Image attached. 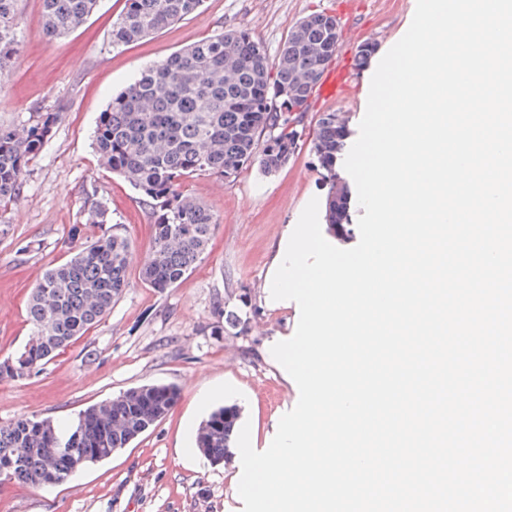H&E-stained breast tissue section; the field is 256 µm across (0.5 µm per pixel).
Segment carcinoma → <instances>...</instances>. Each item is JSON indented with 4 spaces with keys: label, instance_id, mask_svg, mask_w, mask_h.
I'll return each instance as SVG.
<instances>
[{
    "label": "carcinoma",
    "instance_id": "cac0c4a2",
    "mask_svg": "<svg viewBox=\"0 0 512 512\" xmlns=\"http://www.w3.org/2000/svg\"><path fill=\"white\" fill-rule=\"evenodd\" d=\"M100 0H43V33L61 36L81 26ZM203 0H127L112 22V46L143 40L196 12ZM17 0H0V62L17 42ZM340 44L336 16L315 12L292 30L279 55L245 30H227L145 67L100 113L93 146L101 164L122 176L152 205V245L141 281L171 288L207 252L216 217L184 194L198 175L226 180L254 163L266 174L288 162L298 144L299 122L324 69ZM57 113L40 114L17 129L0 125V209L19 195L29 161L49 140ZM347 122L334 112L319 120L312 149L329 185L324 220L339 234L348 224L349 188L336 163ZM130 240L104 231L78 246L65 263L49 268L32 289L30 335L14 356L0 362V378H23L84 335L106 315L128 284ZM178 397L171 384L129 388L78 411L67 424L18 417L0 425V483L51 488L105 460L165 417ZM240 409L223 405L198 425L196 450L214 463L232 457Z\"/></svg>",
    "mask_w": 512,
    "mask_h": 512
}]
</instances>
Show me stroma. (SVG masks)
<instances>
[{
    "mask_svg": "<svg viewBox=\"0 0 512 512\" xmlns=\"http://www.w3.org/2000/svg\"><path fill=\"white\" fill-rule=\"evenodd\" d=\"M414 0H204L186 19L135 44L113 47L112 21L126 0H100L73 31L48 39L41 0H18V45L0 64V124L24 125L38 114L58 119L30 161L15 204L0 210V361L26 342V305L45 270L70 258L79 239L98 235L87 217L107 209L108 227L132 242L128 286L111 312L41 369L0 379V423L50 416L65 423L88 405L148 383L175 385L178 398L128 448L53 488L0 484V512H242L233 468L193 447V432L216 405L240 408L257 447L272 442L299 390L269 355L296 330L295 308L269 302L263 289L274 257L288 244L311 198L325 199L323 171L310 138L323 114H348L351 132L364 116L372 75L406 33ZM325 11L340 21V50L350 61L342 94L312 96L305 134L278 172L258 165L235 180L201 175L182 189L212 209L217 226L208 254L186 277L157 291L139 278L151 245L152 208L120 176L102 168L92 147L100 112L147 65L229 29L247 30L276 57L293 28ZM370 62L354 67L361 43ZM80 227V238L71 230Z\"/></svg>",
    "mask_w": 512,
    "mask_h": 512,
    "instance_id": "stroma-1",
    "label": "stroma"
}]
</instances>
